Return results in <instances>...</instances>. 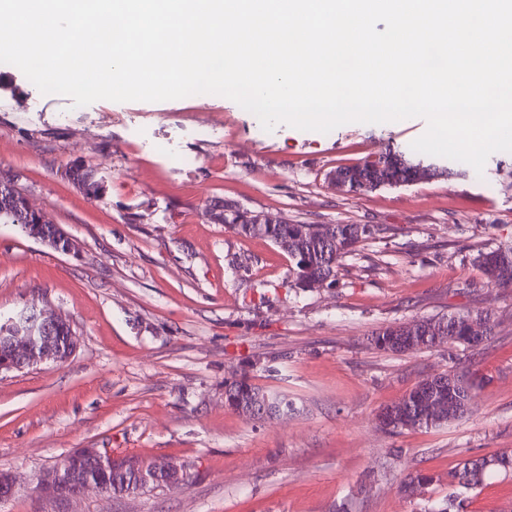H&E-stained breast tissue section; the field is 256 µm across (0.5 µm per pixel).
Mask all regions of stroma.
Instances as JSON below:
<instances>
[{
	"mask_svg": "<svg viewBox=\"0 0 512 512\" xmlns=\"http://www.w3.org/2000/svg\"><path fill=\"white\" fill-rule=\"evenodd\" d=\"M426 127L267 132L215 94L76 107L0 65V176L80 245L60 254L0 223V311L51 306L78 339L64 362L0 375V470L18 483L0 512H424L446 502L462 459L512 451V287L494 286L476 261L512 243V153H493L480 173L428 155L443 175L368 192L328 182L336 167L410 152ZM76 166L93 171L96 196L72 179ZM217 201L377 233L330 287L298 289L270 241L214 223ZM467 311L495 320L475 347L397 353L369 342L388 325ZM451 371L473 385L463 417L377 426L380 410ZM243 374L294 397L299 414L227 410L224 383ZM80 448L166 458L193 481L44 499L40 475ZM415 471L432 482L409 498L400 484ZM462 512H512V476L488 478Z\"/></svg>",
	"mask_w": 512,
	"mask_h": 512,
	"instance_id": "1",
	"label": "stroma"
}]
</instances>
